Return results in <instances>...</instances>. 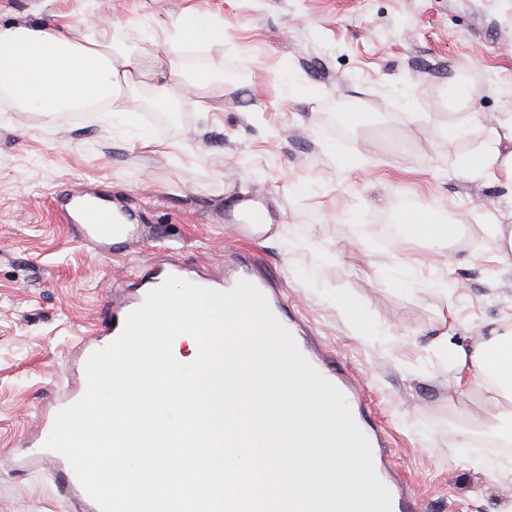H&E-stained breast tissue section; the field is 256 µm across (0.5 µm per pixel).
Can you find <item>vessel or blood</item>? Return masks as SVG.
Wrapping results in <instances>:
<instances>
[{"instance_id":"b4317fda","label":"vessel or blood","mask_w":512,"mask_h":512,"mask_svg":"<svg viewBox=\"0 0 512 512\" xmlns=\"http://www.w3.org/2000/svg\"><path fill=\"white\" fill-rule=\"evenodd\" d=\"M251 202V196H236L226 211V221L246 228L267 223L268 214L252 207ZM57 213L61 220L71 224L82 239L101 255L117 252L139 235L136 219L125 213L116 214L110 201L100 196L92 202L82 196H63ZM242 280L253 283L263 293L271 311L291 332L307 361L345 396L357 426L370 444L374 471L391 494V512H423V503L418 494L388 458L386 433L383 428L371 422L361 401L362 388L357 377L347 369L331 364L328 352L319 348L312 337L308 336L305 326L289 313L288 300L278 285L258 274L257 258L252 250L245 248L238 253L224 281L201 278L197 284L210 290L227 292ZM127 315V309L123 308L115 312L112 319L102 322L99 326L100 337L88 344V351H96L114 342L123 330Z\"/></svg>"}]
</instances>
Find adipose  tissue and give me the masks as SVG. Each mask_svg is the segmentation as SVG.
Returning a JSON list of instances; mask_svg holds the SVG:
<instances>
[{
  "mask_svg": "<svg viewBox=\"0 0 512 512\" xmlns=\"http://www.w3.org/2000/svg\"><path fill=\"white\" fill-rule=\"evenodd\" d=\"M87 28L77 36L66 23L0 24V99L25 112L86 111L107 104L119 113L125 95L146 91L165 112L188 104L204 112L222 107L221 99L204 91L223 86V68L189 67L174 56L136 52L126 46L115 21ZM459 171L496 184L501 203L512 209L511 112L494 117L486 141L462 157ZM452 357L457 387L483 386L494 405L512 398V330L457 349Z\"/></svg>",
  "mask_w": 512,
  "mask_h": 512,
  "instance_id": "obj_1",
  "label": "adipose tissue"
}]
</instances>
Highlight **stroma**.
I'll return each mask as SVG.
<instances>
[{
    "instance_id": "1",
    "label": "stroma",
    "mask_w": 512,
    "mask_h": 512,
    "mask_svg": "<svg viewBox=\"0 0 512 512\" xmlns=\"http://www.w3.org/2000/svg\"><path fill=\"white\" fill-rule=\"evenodd\" d=\"M206 13L223 39L190 43L185 65H224V109L170 112L127 96L131 122L105 111L24 112L0 101V512H85L60 494L45 456L28 449L43 411L77 389L80 342L107 305L151 267L176 261L213 278L243 244L225 223L228 197L255 194L277 222L253 249L263 274L317 344L363 384L388 431L392 464L426 512H512V469L489 478L473 425H512V402L459 391L433 338L466 347L512 327V272L489 268L500 190L458 172L486 138L485 115L512 112V0H0V23L144 20L124 39L156 52L185 10ZM472 95L462 100L461 88ZM347 127L335 132L337 104ZM468 123L465 141L448 124ZM158 139L140 148L138 129ZM108 191L143 217L142 239L104 257L54 207V191ZM413 201L459 224L447 261L422 259L424 240L385 241ZM358 311L350 319L341 309Z\"/></svg>"
}]
</instances>
